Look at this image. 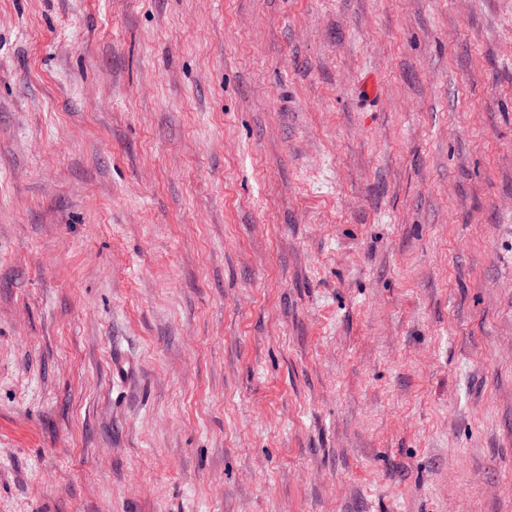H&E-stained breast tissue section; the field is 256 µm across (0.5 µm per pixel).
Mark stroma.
<instances>
[{"label": "stroma", "instance_id": "obj_1", "mask_svg": "<svg viewBox=\"0 0 512 512\" xmlns=\"http://www.w3.org/2000/svg\"><path fill=\"white\" fill-rule=\"evenodd\" d=\"M0 512H512V0H0Z\"/></svg>", "mask_w": 512, "mask_h": 512}]
</instances>
